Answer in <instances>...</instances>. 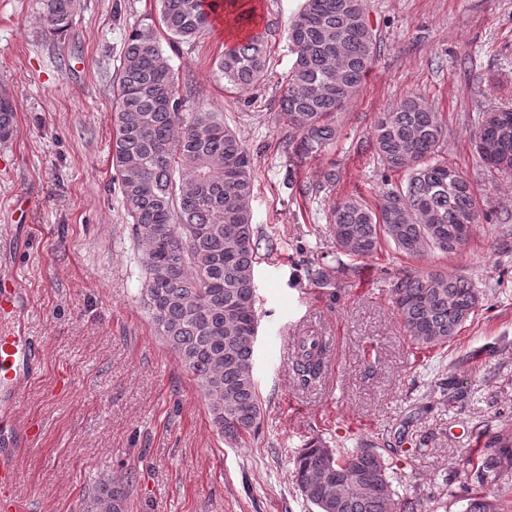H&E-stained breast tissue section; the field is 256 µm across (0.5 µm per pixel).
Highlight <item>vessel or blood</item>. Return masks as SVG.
<instances>
[{
    "instance_id": "b4317fda",
    "label": "vessel or blood",
    "mask_w": 512,
    "mask_h": 512,
    "mask_svg": "<svg viewBox=\"0 0 512 512\" xmlns=\"http://www.w3.org/2000/svg\"><path fill=\"white\" fill-rule=\"evenodd\" d=\"M21 307L15 288L0 287V399L9 402L40 370L36 345L20 319Z\"/></svg>"
}]
</instances>
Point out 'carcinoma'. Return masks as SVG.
Wrapping results in <instances>:
<instances>
[{
  "label": "carcinoma",
  "mask_w": 512,
  "mask_h": 512,
  "mask_svg": "<svg viewBox=\"0 0 512 512\" xmlns=\"http://www.w3.org/2000/svg\"><path fill=\"white\" fill-rule=\"evenodd\" d=\"M40 22L59 34L80 0H40ZM158 27H134L125 44L117 106L110 116L112 165L141 253L143 304L206 402L212 425L232 445L256 435L263 407L254 379L258 328L255 264L271 249L253 224V157L215 112H185L175 73L157 29L189 42L213 27L205 0H159ZM225 21L243 35L224 44L217 67L238 87L266 72L268 43L253 27L252 0H224ZM295 55L281 81L280 117L291 129L282 148L301 162L330 151L336 118L360 92L381 45L366 0H303L287 30ZM15 114L0 95V142L11 139ZM447 128L439 113L409 96L380 115L372 147L383 170L381 200L346 196L331 204L336 254L361 257L391 244L409 257L457 254L458 224L481 223L480 205L465 175L438 159ZM487 166L512 171V107L482 113L475 140ZM388 294L409 338L422 349L448 343L483 302V290L463 276L406 273ZM329 348L298 336L292 371L302 385L321 378ZM485 442L473 466L477 492L465 512H497L492 498L512 493V434L478 433ZM389 460L371 445L343 451L313 440L298 451L293 478L316 512H414L395 493ZM85 512H128L126 490L97 483Z\"/></svg>",
  "instance_id": "carcinoma-1"
}]
</instances>
